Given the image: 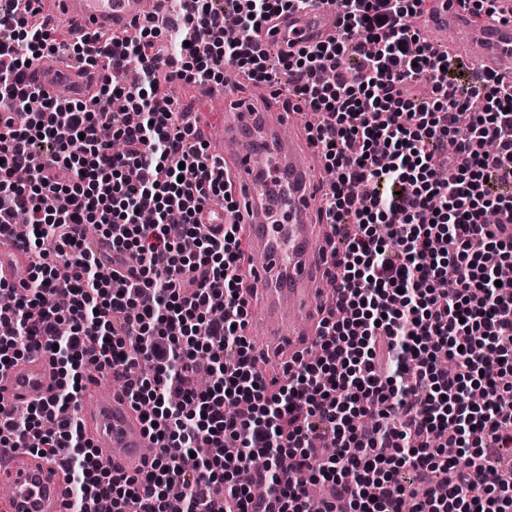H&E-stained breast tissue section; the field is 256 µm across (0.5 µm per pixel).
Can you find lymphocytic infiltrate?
Returning a JSON list of instances; mask_svg holds the SVG:
<instances>
[{
    "mask_svg": "<svg viewBox=\"0 0 512 512\" xmlns=\"http://www.w3.org/2000/svg\"><path fill=\"white\" fill-rule=\"evenodd\" d=\"M172 2L184 44L170 54L145 21L99 44L29 23L33 0L0 10V103L21 116L0 124V237L27 215L33 257L22 286L0 281V374L41 348L58 376L49 398L0 406V450L57 457L74 488L67 512L104 498L112 512H268L270 493L277 512H512V477L492 464L512 456V281L497 274L512 262V80L459 82L466 63L429 51L415 27L422 0H335L342 36L280 55L318 116L339 297L313 350L269 378L245 333L240 227L214 235L197 221L207 204L238 202L157 91L213 83L228 62L268 81L252 32L317 0ZM57 53L106 59L112 75L92 100L51 98L26 73ZM133 61L139 80L122 86ZM422 79L432 100L407 91ZM116 97L135 122L116 119ZM91 224L111 253L90 247ZM142 361L151 375L126 379ZM88 364L124 378L159 444L148 470L104 466L84 436ZM201 443L213 455L194 456ZM404 468L416 483L399 480ZM313 481L328 488L315 504Z\"/></svg>",
    "mask_w": 512,
    "mask_h": 512,
    "instance_id": "obj_1",
    "label": "lymphocytic infiltrate"
}]
</instances>
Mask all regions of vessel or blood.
I'll return each instance as SVG.
<instances>
[{
  "mask_svg": "<svg viewBox=\"0 0 512 512\" xmlns=\"http://www.w3.org/2000/svg\"><path fill=\"white\" fill-rule=\"evenodd\" d=\"M41 20L48 26L83 38L103 34L126 36L135 23L161 12L163 0H52ZM419 24L431 48L449 56L470 58L480 73L512 75V0H498L493 15L473 16L458 0H423ZM342 14L330 0H319L307 10L273 16L252 34L271 54L293 53L339 36ZM28 80L49 96L91 99L103 77L99 71L75 69L56 57L46 58L27 72ZM296 100L277 108L246 100L235 86H214L193 115L198 127L215 130L209 152L226 161L240 201L237 212L219 206L202 209L198 221L219 235L226 224L243 227L250 261L252 295L261 303L264 334L274 344L287 346L281 329L305 335L316 325V308L324 293L322 242L309 215L327 186L316 174L320 149L307 133L292 134ZM28 251L22 242L0 243V279L17 285L28 277ZM57 385L49 354L36 351L12 366L0 379V403H27L48 395ZM80 416L101 456L124 473L146 470L158 445L142 420L119 391L87 388L81 397ZM0 485L7 499L0 512H62L67 500L66 480L57 465L39 455L17 452L10 464L0 463Z\"/></svg>",
  "mask_w": 512,
  "mask_h": 512,
  "instance_id": "1",
  "label": "vessel or blood"
}]
</instances>
